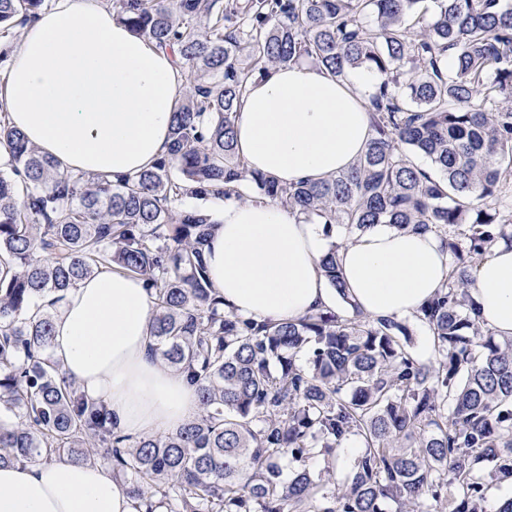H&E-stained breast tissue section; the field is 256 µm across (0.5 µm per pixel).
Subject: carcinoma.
Segmentation results:
<instances>
[{
    "label": "carcinoma",
    "mask_w": 512,
    "mask_h": 512,
    "mask_svg": "<svg viewBox=\"0 0 512 512\" xmlns=\"http://www.w3.org/2000/svg\"><path fill=\"white\" fill-rule=\"evenodd\" d=\"M184 69L169 155L112 183L62 174L0 115V466L100 462L155 512H485L512 479V339L468 294L476 262L512 246V0H108ZM51 0H0V39ZM311 63L344 80L375 73L373 135L349 170L292 186L251 172L236 109L270 68ZM427 158L432 170L410 155ZM220 187L277 201L347 241L369 224L436 234L450 273L405 323L355 311L261 325L224 311L204 244L216 223L182 207ZM331 242L322 267L350 303ZM154 297L152 351L197 388L174 432L112 429L53 358L40 305L99 270ZM306 361H301V357ZM362 444L346 480L306 462ZM300 469L288 482L282 463ZM492 468L484 471L483 464Z\"/></svg>",
    "instance_id": "obj_1"
}]
</instances>
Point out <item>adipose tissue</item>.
Instances as JSON below:
<instances>
[{
  "mask_svg": "<svg viewBox=\"0 0 512 512\" xmlns=\"http://www.w3.org/2000/svg\"><path fill=\"white\" fill-rule=\"evenodd\" d=\"M377 77L339 81L306 63L256 81L235 123L248 166L280 183L320 181L350 167L372 131L368 94ZM184 75L150 38L117 22L100 0H57L21 28L0 81L12 125L60 171L133 176L166 156ZM220 225L204 254L226 311L259 323L333 311L343 297L372 318L412 316L441 288L449 258L431 233L372 224L337 253L338 294L321 260L320 224L280 204L221 195ZM471 299L483 323L512 339V249L478 265ZM51 352L88 398L104 399L112 426L135 437L171 432L198 410L195 386L151 351L153 303L141 281L103 270L79 281L52 309ZM0 512H134L125 486L100 464L54 460L0 467Z\"/></svg>",
  "mask_w": 512,
  "mask_h": 512,
  "instance_id": "ef3b65f1",
  "label": "adipose tissue"
}]
</instances>
